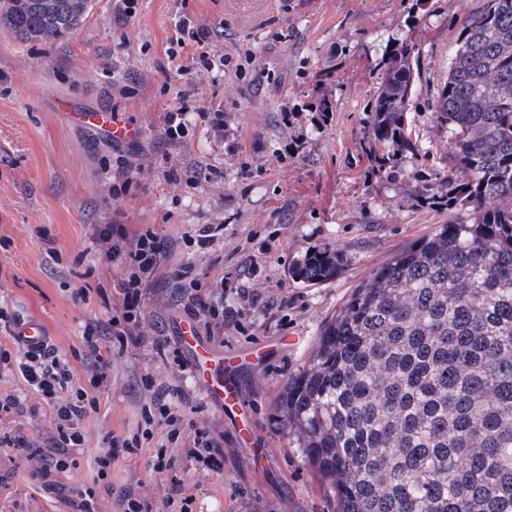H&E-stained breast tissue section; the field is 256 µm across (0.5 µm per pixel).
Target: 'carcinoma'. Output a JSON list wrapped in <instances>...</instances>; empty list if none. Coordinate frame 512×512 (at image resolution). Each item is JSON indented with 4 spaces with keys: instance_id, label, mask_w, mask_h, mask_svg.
Segmentation results:
<instances>
[{
    "instance_id": "obj_1",
    "label": "carcinoma",
    "mask_w": 512,
    "mask_h": 512,
    "mask_svg": "<svg viewBox=\"0 0 512 512\" xmlns=\"http://www.w3.org/2000/svg\"><path fill=\"white\" fill-rule=\"evenodd\" d=\"M91 0H0L23 42L63 38ZM512 0H485L462 25L436 95L457 171L416 185L428 208L466 209L404 246L321 327L306 367L284 384L277 423L336 512H512ZM363 127L371 168L416 153L408 112L418 44L393 39L375 59ZM336 253L307 254L291 277L336 278Z\"/></svg>"
}]
</instances>
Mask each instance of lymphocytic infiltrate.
I'll use <instances>...</instances> for the list:
<instances>
[{"mask_svg": "<svg viewBox=\"0 0 512 512\" xmlns=\"http://www.w3.org/2000/svg\"><path fill=\"white\" fill-rule=\"evenodd\" d=\"M93 239L106 260L125 269L119 282L123 310L110 316L98 328L81 338L79 355L86 378L78 380L68 359L50 344L36 347H16L15 351L0 348V372L16 367L24 382L37 395V402L25 403L15 394L0 393V447L14 449L17 456L31 465L32 477L44 485H52L55 477L74 468L73 455L84 448L87 436L83 420L98 404L97 393L112 381L109 358L102 350L111 346L126 350L143 340L142 307L153 278L160 268H167L168 277L183 285L188 266L168 267L173 250L152 227H144L136 238H127L120 227L105 224L95 228ZM224 291L212 288L192 294L185 310L192 318L201 320L208 335L224 334ZM50 417L51 432L44 438L28 434L14 420L24 417L35 421ZM148 464L155 473L168 477L169 493L162 512H182L191 500L188 486L176 466V456L167 447L157 448Z\"/></svg>", "mask_w": 512, "mask_h": 512, "instance_id": "lymphocytic-infiltrate-1", "label": "lymphocytic infiltrate"}]
</instances>
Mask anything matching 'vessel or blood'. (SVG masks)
Here are the masks:
<instances>
[{"instance_id": "b4317fda", "label": "vessel or blood", "mask_w": 512, "mask_h": 512, "mask_svg": "<svg viewBox=\"0 0 512 512\" xmlns=\"http://www.w3.org/2000/svg\"><path fill=\"white\" fill-rule=\"evenodd\" d=\"M71 118L77 124L99 128L115 139L131 137L133 130L120 119L114 118L108 111L75 112ZM181 341L191 356V366L202 383L210 400L223 407L225 413L231 414L238 422L239 436L251 432L250 409L243 399L239 387L224 369L231 364V357L215 351L200 336L193 323H184L181 328Z\"/></svg>"}]
</instances>
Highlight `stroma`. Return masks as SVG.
Masks as SVG:
<instances>
[{"label":"stroma","instance_id":"obj_1","mask_svg":"<svg viewBox=\"0 0 512 512\" xmlns=\"http://www.w3.org/2000/svg\"><path fill=\"white\" fill-rule=\"evenodd\" d=\"M482 4L139 0L136 15L126 17L116 0H93L90 15L60 40L24 43L0 27V307L11 323L41 321L48 342L84 377L80 340L109 316L98 290H116L125 276L90 234L102 224L121 225L131 237L153 227L179 240L171 263L192 266L200 288L229 278L224 307L238 318L208 343L244 355L229 375L254 418L253 438L238 439L233 417L207 399L180 348L186 300L157 277L144 304V341L113 357L112 383L84 421L90 444L60 476L61 491H45L11 449L0 447V472L9 481L0 512H76L71 490L91 483L99 435L137 433L149 401L147 376L182 389L184 432L207 428L224 448L221 470L208 473L178 456L192 487L188 512H332L294 435L277 425L276 400L353 288L408 243L466 219L463 211L422 207L413 187L455 169L433 96L461 26ZM186 19L207 29L218 53L252 52L243 74L204 69L185 50L169 58ZM391 37L418 44L422 70L409 110L420 153L389 175L369 168L362 127L380 82L374 60ZM335 63L336 77L318 82V72ZM181 90L190 91L194 110L223 101V131L196 119L187 142L165 141V105ZM61 95L80 111L122 112L136 136L116 145L74 125L53 108ZM323 98L332 112H319ZM116 153L138 164L117 198L114 173L104 165ZM206 225L218 229L210 248L182 246ZM325 249L346 259L336 279L313 286L291 279L296 261ZM81 287L87 296L74 301ZM158 339L180 349L179 358L160 356ZM165 437L155 429L141 454L112 466L114 486L138 487L156 510L169 484L149 468L148 451Z\"/></svg>","mask_w":512,"mask_h":512}]
</instances>
